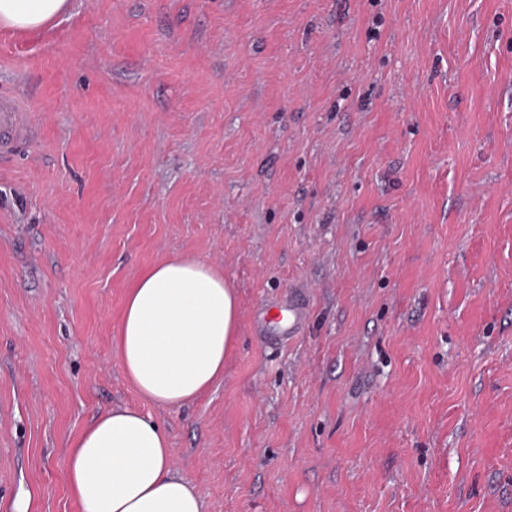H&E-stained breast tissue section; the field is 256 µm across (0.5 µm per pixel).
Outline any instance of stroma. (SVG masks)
<instances>
[{
    "instance_id": "obj_1",
    "label": "stroma",
    "mask_w": 512,
    "mask_h": 512,
    "mask_svg": "<svg viewBox=\"0 0 512 512\" xmlns=\"http://www.w3.org/2000/svg\"><path fill=\"white\" fill-rule=\"evenodd\" d=\"M2 92L34 129L0 158V512H81L70 447L119 405L204 512H512V0H71L0 29ZM176 255L240 332L161 408L115 343ZM309 313L304 294L295 290L289 292L288 297L262 303L256 311L257 327L269 341H282L304 331ZM271 327L274 332H270Z\"/></svg>"
}]
</instances>
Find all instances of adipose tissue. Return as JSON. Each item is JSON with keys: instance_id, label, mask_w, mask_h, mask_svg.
Listing matches in <instances>:
<instances>
[{"instance_id": "1", "label": "adipose tissue", "mask_w": 512, "mask_h": 512, "mask_svg": "<svg viewBox=\"0 0 512 512\" xmlns=\"http://www.w3.org/2000/svg\"><path fill=\"white\" fill-rule=\"evenodd\" d=\"M70 0H0V26L42 29ZM240 331L233 283L211 264L176 257L129 289L116 337L123 374L140 398L173 408L224 376ZM67 482L82 512H203L195 486L175 470L166 430L131 407L100 414L73 443Z\"/></svg>"}]
</instances>
